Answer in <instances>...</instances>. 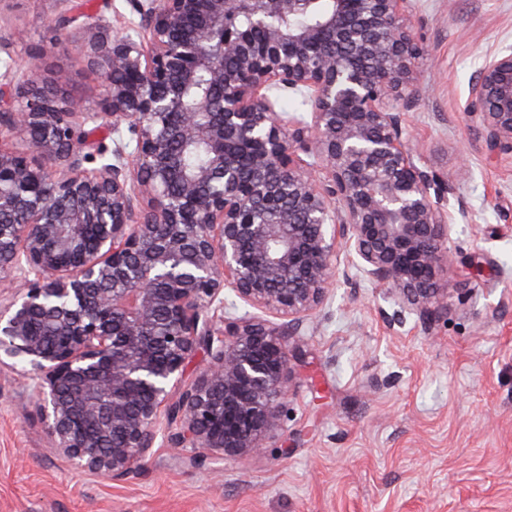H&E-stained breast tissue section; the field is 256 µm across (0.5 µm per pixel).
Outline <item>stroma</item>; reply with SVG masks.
<instances>
[{
  "instance_id": "obj_1",
  "label": "stroma",
  "mask_w": 512,
  "mask_h": 512,
  "mask_svg": "<svg viewBox=\"0 0 512 512\" xmlns=\"http://www.w3.org/2000/svg\"><path fill=\"white\" fill-rule=\"evenodd\" d=\"M97 15L108 33L131 0H0V37L88 107L98 75L57 29ZM421 49L402 114L427 166L469 211L450 243L452 292L428 325L379 286L338 281L305 319L282 427L259 455L152 448L121 482L57 455L30 376L0 366V512H512V157L465 115L485 55L512 43V0H413Z\"/></svg>"
}]
</instances>
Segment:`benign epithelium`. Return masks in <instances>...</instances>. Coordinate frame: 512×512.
<instances>
[{"label":"benign epithelium","instance_id":"1","mask_svg":"<svg viewBox=\"0 0 512 512\" xmlns=\"http://www.w3.org/2000/svg\"><path fill=\"white\" fill-rule=\"evenodd\" d=\"M136 35L73 45L100 111L41 74H0V364L34 381L54 450L121 481L158 441L225 458L280 430L304 316L357 271L393 321L448 311V242L468 211L409 144L410 0H136ZM299 14L303 25L290 23ZM291 91L308 117L275 111ZM512 153V43L465 107ZM106 121L135 142H88ZM22 138L28 150L10 146ZM206 154L190 168L183 156ZM114 162L88 168L96 155ZM345 263L338 268L337 257ZM279 323L212 329L224 290ZM209 368L183 383L200 348Z\"/></svg>","mask_w":512,"mask_h":512}]
</instances>
